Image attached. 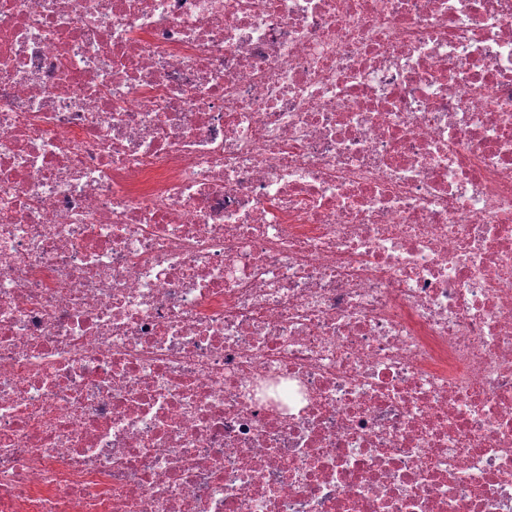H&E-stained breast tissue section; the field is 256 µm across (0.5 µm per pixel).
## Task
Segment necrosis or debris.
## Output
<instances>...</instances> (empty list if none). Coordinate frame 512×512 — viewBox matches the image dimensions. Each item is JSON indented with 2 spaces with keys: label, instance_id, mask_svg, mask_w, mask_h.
<instances>
[{
  "label": "necrosis or debris",
  "instance_id": "necrosis-or-debris-1",
  "mask_svg": "<svg viewBox=\"0 0 512 512\" xmlns=\"http://www.w3.org/2000/svg\"><path fill=\"white\" fill-rule=\"evenodd\" d=\"M0 512H512V0H0Z\"/></svg>",
  "mask_w": 512,
  "mask_h": 512
}]
</instances>
